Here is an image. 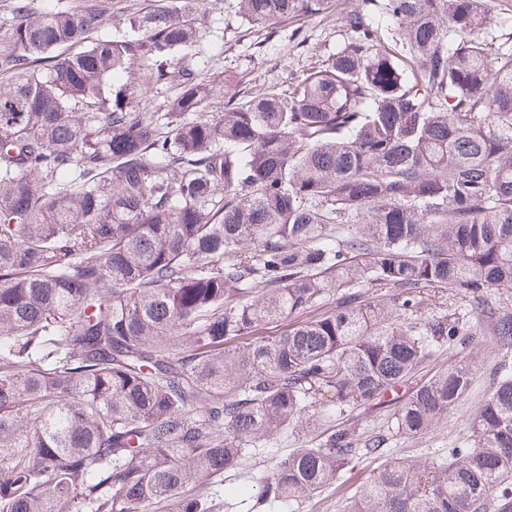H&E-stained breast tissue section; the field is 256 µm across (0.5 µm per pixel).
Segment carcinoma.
<instances>
[{"label": "carcinoma", "mask_w": 512, "mask_h": 512, "mask_svg": "<svg viewBox=\"0 0 512 512\" xmlns=\"http://www.w3.org/2000/svg\"><path fill=\"white\" fill-rule=\"evenodd\" d=\"M503 0H362L291 87L209 111L184 60L201 0H15L0 50V512H219L211 481L293 430L255 512L379 466L346 512H512V36ZM336 0H239L271 26ZM174 75L164 112L145 87ZM440 313L422 318L430 305ZM295 321L284 334L258 327ZM490 320L502 360L472 448L409 461L332 418L387 402ZM469 356L394 413L432 431ZM85 6L97 8L109 7L105 16V25L101 30L102 35L121 36L127 29L124 19L131 14H143L150 8V0H82ZM141 69L137 72V78L140 83L152 88L147 99H143L141 108L145 112H156V110L167 103V101L174 99L181 91V85L179 81L169 79L161 82H155L154 75L150 67L141 66ZM151 95V96H150Z\"/></svg>", "instance_id": "carcinoma-1"}]
</instances>
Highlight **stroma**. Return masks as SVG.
Masks as SVG:
<instances>
[{"label": "stroma", "mask_w": 512, "mask_h": 512, "mask_svg": "<svg viewBox=\"0 0 512 512\" xmlns=\"http://www.w3.org/2000/svg\"><path fill=\"white\" fill-rule=\"evenodd\" d=\"M360 2L338 0L333 13L287 21L267 29L242 19L238 0H204L199 41L190 63L200 80L215 90L213 111H222L228 99L245 102L262 93L287 88L295 78L325 68L337 48L351 40L350 32L340 21L341 14ZM470 355L471 383L459 409L429 434L418 438L397 435L392 428L394 407L390 404L342 414L336 418L337 425L362 437L386 435L387 445L395 455L414 461L438 458L452 448L472 447L469 419L489 393L490 373L496 362L478 343L473 345ZM300 444L297 434H289L263 453L246 459L238 468L226 471L225 512H252L254 477ZM371 469L370 461H359L319 496L290 506L280 505L275 512H342L345 498L355 492Z\"/></svg>", "instance_id": "35a3bbf8"}]
</instances>
